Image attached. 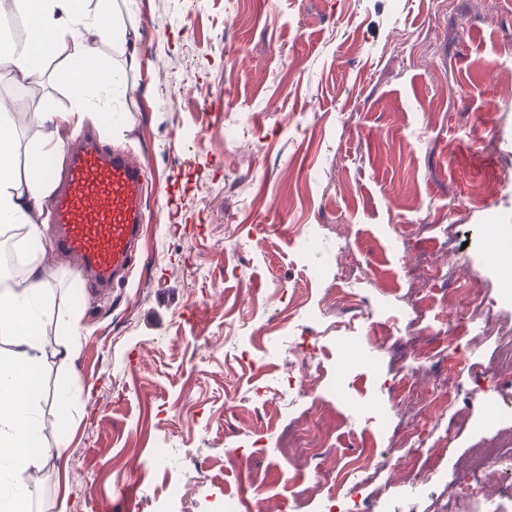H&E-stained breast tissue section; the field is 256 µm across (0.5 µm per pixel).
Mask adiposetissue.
<instances>
[{
    "label": "adipose tissue",
    "instance_id": "adipose-tissue-1",
    "mask_svg": "<svg viewBox=\"0 0 512 512\" xmlns=\"http://www.w3.org/2000/svg\"><path fill=\"white\" fill-rule=\"evenodd\" d=\"M10 0L0 11V78L26 80L39 74L42 63L59 49H66V74L75 107L57 110L42 102L32 117L43 135L16 169V127L8 106L0 101V225L19 224L33 244L29 253L26 284L0 287V336L8 337L9 352L0 354V512H30L27 489L35 471L63 457L68 446L69 404L58 397L59 436L55 447L42 448L37 418V381L46 354L40 337L47 309L49 269L43 233L34 224L51 188L44 175L47 160L62 152L61 127L80 128L88 106L103 94L121 92L124 77L109 66L99 52L105 42L120 43L128 68L139 64L141 46L137 33L120 28L109 0ZM20 18L27 34L15 41L11 18Z\"/></svg>",
    "mask_w": 512,
    "mask_h": 512
}]
</instances>
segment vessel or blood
<instances>
[{
  "label": "vessel or blood",
  "instance_id": "1",
  "mask_svg": "<svg viewBox=\"0 0 512 512\" xmlns=\"http://www.w3.org/2000/svg\"><path fill=\"white\" fill-rule=\"evenodd\" d=\"M145 194L143 170L129 153L108 149L93 134L71 151L50 222L57 249L79 270L86 293L110 288L128 272Z\"/></svg>",
  "mask_w": 512,
  "mask_h": 512
}]
</instances>
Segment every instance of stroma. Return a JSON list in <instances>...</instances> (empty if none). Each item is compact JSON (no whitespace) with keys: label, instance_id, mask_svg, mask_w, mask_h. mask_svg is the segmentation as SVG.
<instances>
[{"label":"stroma","instance_id":"35a3bbf8","mask_svg":"<svg viewBox=\"0 0 512 512\" xmlns=\"http://www.w3.org/2000/svg\"><path fill=\"white\" fill-rule=\"evenodd\" d=\"M139 26L127 94L102 97L93 131L128 151L148 180L146 222L126 285L80 298L77 272L51 252L38 413L58 437L68 392L70 444L30 484L32 512H325L317 465L346 472L342 496L384 512H440L477 448L512 436V388L491 376L512 328V289L486 254L489 229L512 231V0H128ZM63 55L40 84L0 80L19 153L39 138L29 113L70 109ZM188 76L182 106L172 80ZM217 281V292L201 288ZM462 307L477 345L455 374L457 401L422 417L426 465L397 467L400 398L440 388ZM79 374L84 388L71 387ZM321 410L324 442L302 457L287 427ZM247 463L230 467L229 444ZM374 467L350 474L360 449ZM169 466H158V453Z\"/></svg>","mask_w":512,"mask_h":512}]
</instances>
